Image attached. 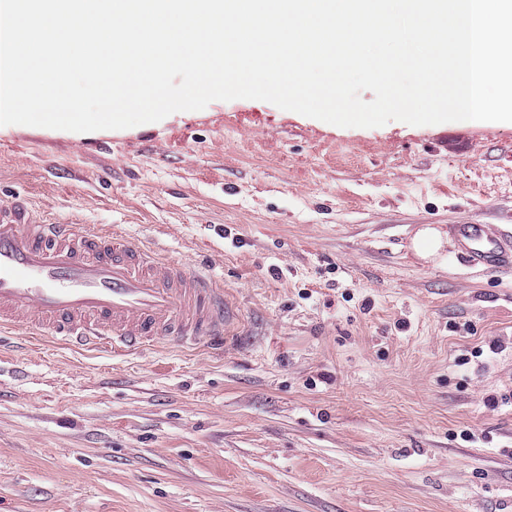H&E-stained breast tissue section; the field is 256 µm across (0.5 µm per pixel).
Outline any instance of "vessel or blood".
<instances>
[{"instance_id":"b4317fda","label":"vessel or blood","mask_w":512,"mask_h":512,"mask_svg":"<svg viewBox=\"0 0 512 512\" xmlns=\"http://www.w3.org/2000/svg\"><path fill=\"white\" fill-rule=\"evenodd\" d=\"M473 268L512 265V230L453 224ZM239 319L210 275L90 224L36 222L26 199L0 206V329L116 353L175 338L222 339Z\"/></svg>"}]
</instances>
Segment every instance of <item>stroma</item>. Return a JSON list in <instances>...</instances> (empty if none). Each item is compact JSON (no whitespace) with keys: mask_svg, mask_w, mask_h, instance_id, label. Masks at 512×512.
<instances>
[{"mask_svg":"<svg viewBox=\"0 0 512 512\" xmlns=\"http://www.w3.org/2000/svg\"><path fill=\"white\" fill-rule=\"evenodd\" d=\"M203 268L223 341L0 334V512H512V124L341 128L259 100L0 129V203ZM443 231L436 260L415 234ZM449 232L461 246L468 266L486 269L512 265V230L497 224H452Z\"/></svg>","mask_w":512,"mask_h":512,"instance_id":"obj_1","label":"stroma"}]
</instances>
